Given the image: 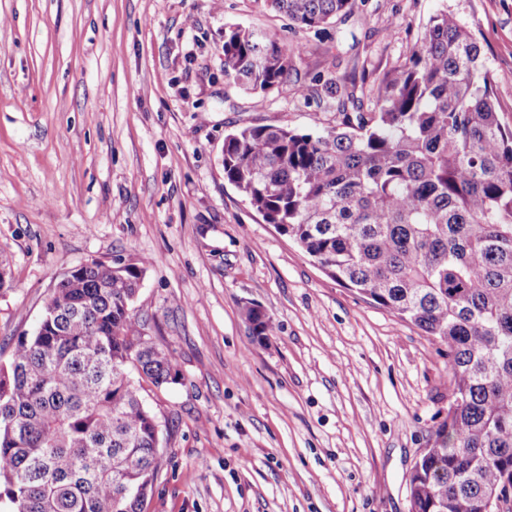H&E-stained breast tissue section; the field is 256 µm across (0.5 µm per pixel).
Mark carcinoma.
Wrapping results in <instances>:
<instances>
[{
    "label": "carcinoma",
    "mask_w": 512,
    "mask_h": 512,
    "mask_svg": "<svg viewBox=\"0 0 512 512\" xmlns=\"http://www.w3.org/2000/svg\"><path fill=\"white\" fill-rule=\"evenodd\" d=\"M265 2L319 30L355 0ZM222 53L239 87L283 95L300 48L226 25ZM362 95L328 88L333 126L228 134L224 179L331 277L448 346L452 399L410 474L411 512H485L512 478V126L445 10ZM143 272L120 257L74 267L0 365L6 512H144L162 454L142 391L178 372L132 312ZM244 318L259 339L276 331L253 303Z\"/></svg>",
    "instance_id": "cac0c4a2"
}]
</instances>
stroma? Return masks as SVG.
I'll use <instances>...</instances> for the list:
<instances>
[{"label": "stroma", "instance_id": "1", "mask_svg": "<svg viewBox=\"0 0 512 512\" xmlns=\"http://www.w3.org/2000/svg\"><path fill=\"white\" fill-rule=\"evenodd\" d=\"M448 9L512 125V0H355L321 32L265 0H0V364L61 277L145 262L133 312L179 378L145 512H410L446 418L448 348L329 276L224 178L226 134L336 122L224 76V27L301 46L294 82L374 81ZM273 317L251 336L242 308Z\"/></svg>", "mask_w": 512, "mask_h": 512}]
</instances>
